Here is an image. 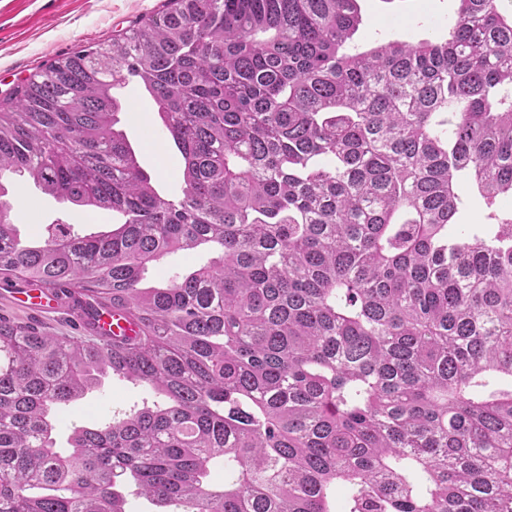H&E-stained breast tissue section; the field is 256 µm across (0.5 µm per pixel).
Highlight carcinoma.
Listing matches in <instances>:
<instances>
[{"instance_id":"obj_1","label":"carcinoma","mask_w":512,"mask_h":512,"mask_svg":"<svg viewBox=\"0 0 512 512\" xmlns=\"http://www.w3.org/2000/svg\"><path fill=\"white\" fill-rule=\"evenodd\" d=\"M360 23L359 0H168L0 111V274L134 326L109 349L0 318V512H127L128 485L157 512H512V14L460 0L448 37L357 52ZM131 80L178 197L117 129ZM14 176L117 227L24 241ZM109 375L158 399L55 451ZM207 258V254L203 251H196L190 253H178L166 259L162 264L165 272L169 271H182L187 270L195 265L203 263Z\"/></svg>"}]
</instances>
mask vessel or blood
<instances>
[{
  "label": "vessel or blood",
  "mask_w": 512,
  "mask_h": 512,
  "mask_svg": "<svg viewBox=\"0 0 512 512\" xmlns=\"http://www.w3.org/2000/svg\"><path fill=\"white\" fill-rule=\"evenodd\" d=\"M0 295L36 317L67 312L79 334L94 340L108 343L113 337L131 333L125 319L110 313H93L91 299L72 288H15L5 284L0 286Z\"/></svg>",
  "instance_id": "vessel-or-blood-1"
}]
</instances>
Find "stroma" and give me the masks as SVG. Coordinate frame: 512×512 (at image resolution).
<instances>
[{"label":"stroma","instance_id":"stroma-1","mask_svg":"<svg viewBox=\"0 0 512 512\" xmlns=\"http://www.w3.org/2000/svg\"><path fill=\"white\" fill-rule=\"evenodd\" d=\"M164 0H0V105L32 74L76 49L116 37L135 22L161 8ZM362 22L352 45L364 51L402 39L446 36L459 0H359ZM123 104L119 129L136 150L143 169L163 195H180V158L162 133L154 106L137 84L117 89ZM9 201L24 239H37L56 219L72 223L75 231L108 228L112 214L92 216L69 211L67 204L42 195L23 178H14ZM154 396L144 387L115 378L64 411L57 427L59 449H66L73 426L93 427L115 411L142 406Z\"/></svg>","mask_w":512,"mask_h":512}]
</instances>
